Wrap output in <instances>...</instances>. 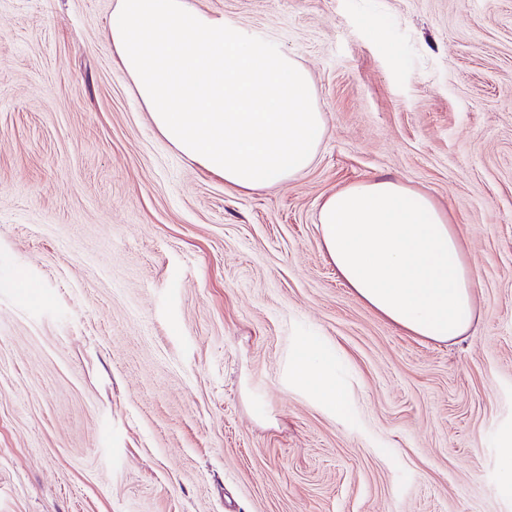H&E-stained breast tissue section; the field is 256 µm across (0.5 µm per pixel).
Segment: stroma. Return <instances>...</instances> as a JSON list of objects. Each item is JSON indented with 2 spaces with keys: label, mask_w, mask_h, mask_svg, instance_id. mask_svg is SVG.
Segmentation results:
<instances>
[{
  "label": "stroma",
  "mask_w": 512,
  "mask_h": 512,
  "mask_svg": "<svg viewBox=\"0 0 512 512\" xmlns=\"http://www.w3.org/2000/svg\"><path fill=\"white\" fill-rule=\"evenodd\" d=\"M191 2L311 73L302 175L238 194L173 149L114 0H0V512H512V0ZM384 175L463 238L465 336L400 331L323 253L321 200ZM305 342L346 415L288 382Z\"/></svg>",
  "instance_id": "obj_1"
}]
</instances>
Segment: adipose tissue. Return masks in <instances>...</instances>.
Returning <instances> with one entry per match:
<instances>
[{
    "mask_svg": "<svg viewBox=\"0 0 512 512\" xmlns=\"http://www.w3.org/2000/svg\"><path fill=\"white\" fill-rule=\"evenodd\" d=\"M108 33L158 133L225 187L249 193L314 163L325 114L294 54L191 0H115ZM317 226L345 284L390 324L445 342L477 320L463 241L429 193L388 177L351 184L323 198ZM294 374L325 409L346 408L323 351L302 345Z\"/></svg>",
    "mask_w": 512,
    "mask_h": 512,
    "instance_id": "adipose-tissue-1",
    "label": "adipose tissue"
}]
</instances>
